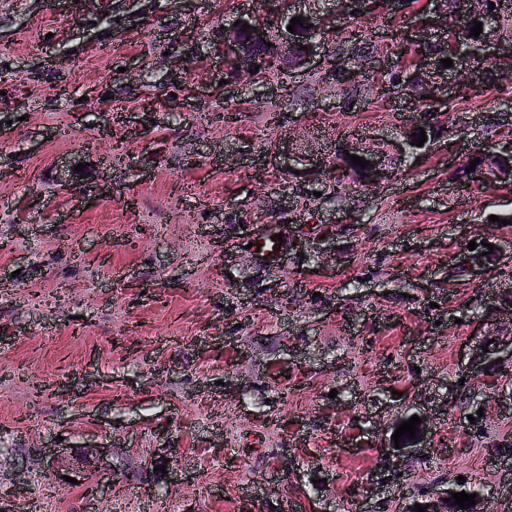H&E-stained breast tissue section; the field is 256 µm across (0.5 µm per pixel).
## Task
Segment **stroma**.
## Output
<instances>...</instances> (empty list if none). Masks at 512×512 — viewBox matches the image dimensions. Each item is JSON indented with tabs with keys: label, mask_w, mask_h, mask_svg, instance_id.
Wrapping results in <instances>:
<instances>
[{
	"label": "stroma",
	"mask_w": 512,
	"mask_h": 512,
	"mask_svg": "<svg viewBox=\"0 0 512 512\" xmlns=\"http://www.w3.org/2000/svg\"><path fill=\"white\" fill-rule=\"evenodd\" d=\"M426 7L362 16L352 97L320 57L284 100L272 76L222 85L224 29L263 0H0V500L405 512L452 489L502 512L512 192L459 187L472 143L445 136L335 204L304 162L390 145L420 111L379 87ZM452 83L449 125L512 140V81ZM262 224L292 242L272 265ZM473 240L493 255L464 275ZM414 415L421 447L393 451ZM59 446L109 449V486L55 479Z\"/></svg>",
	"instance_id": "35a3bbf8"
}]
</instances>
